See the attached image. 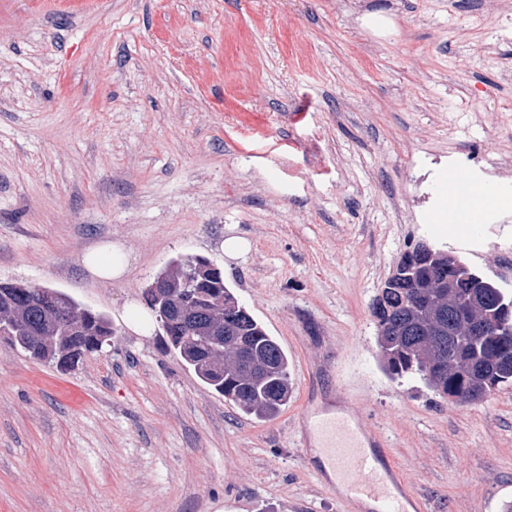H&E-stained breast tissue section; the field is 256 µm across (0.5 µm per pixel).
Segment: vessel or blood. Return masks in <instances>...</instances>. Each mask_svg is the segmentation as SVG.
I'll use <instances>...</instances> for the list:
<instances>
[{"instance_id": "b4317fda", "label": "vessel or blood", "mask_w": 512, "mask_h": 512, "mask_svg": "<svg viewBox=\"0 0 512 512\" xmlns=\"http://www.w3.org/2000/svg\"><path fill=\"white\" fill-rule=\"evenodd\" d=\"M304 465L349 512H426L389 454L348 406H323L307 393L298 418Z\"/></svg>"}]
</instances>
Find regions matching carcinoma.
Here are the masks:
<instances>
[{
	"label": "carcinoma",
	"instance_id": "1",
	"mask_svg": "<svg viewBox=\"0 0 512 512\" xmlns=\"http://www.w3.org/2000/svg\"><path fill=\"white\" fill-rule=\"evenodd\" d=\"M210 265L202 256L173 260L144 291L145 304L166 349L206 386L249 415H273L290 396L288 357ZM483 283L490 280L448 267L445 256L405 252L372 306L385 370L417 375L458 404L512 385V299ZM475 301L484 307L483 329L461 336ZM111 336L105 314L59 290L0 282V339L16 350L67 371Z\"/></svg>",
	"mask_w": 512,
	"mask_h": 512
}]
</instances>
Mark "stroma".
<instances>
[{"label": "stroma", "mask_w": 512, "mask_h": 512, "mask_svg": "<svg viewBox=\"0 0 512 512\" xmlns=\"http://www.w3.org/2000/svg\"><path fill=\"white\" fill-rule=\"evenodd\" d=\"M0 0V282L105 314L63 372L0 343V512H347L302 463L306 389L343 399L428 512L512 502V386L392 378L371 304L408 246L512 296L437 220L451 152L512 160V0ZM245 238L235 259L224 239ZM123 247L118 281L85 254ZM209 258L288 356L245 414L124 317Z\"/></svg>", "instance_id": "1"}]
</instances>
